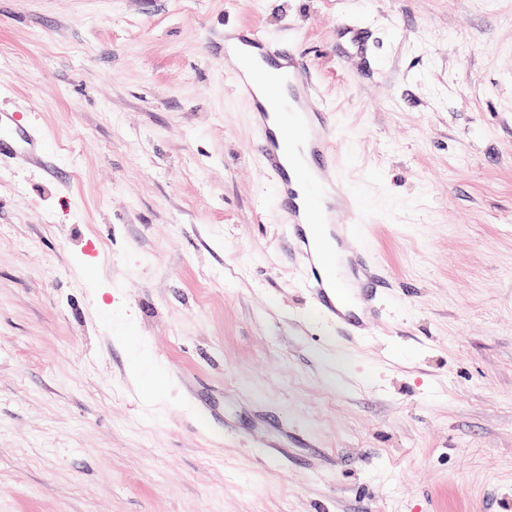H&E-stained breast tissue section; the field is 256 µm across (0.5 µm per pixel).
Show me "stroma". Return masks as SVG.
I'll return each mask as SVG.
<instances>
[{
    "label": "stroma",
    "mask_w": 512,
    "mask_h": 512,
    "mask_svg": "<svg viewBox=\"0 0 512 512\" xmlns=\"http://www.w3.org/2000/svg\"><path fill=\"white\" fill-rule=\"evenodd\" d=\"M254 27L366 206L350 340L228 80ZM0 113V512H512V0H0Z\"/></svg>",
    "instance_id": "1"
}]
</instances>
